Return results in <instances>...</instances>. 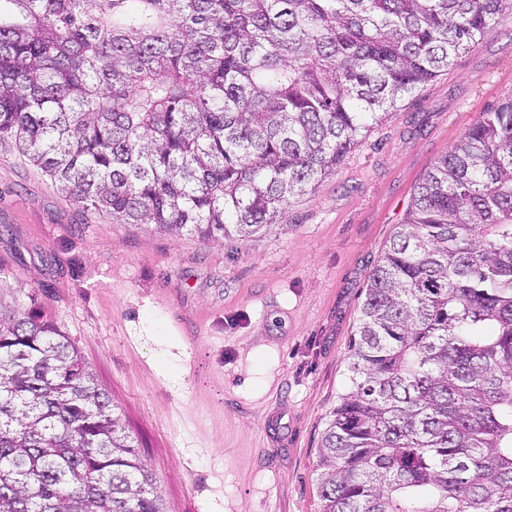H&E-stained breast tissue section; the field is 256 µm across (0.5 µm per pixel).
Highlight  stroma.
<instances>
[{
    "label": "stroma",
    "mask_w": 512,
    "mask_h": 512,
    "mask_svg": "<svg viewBox=\"0 0 512 512\" xmlns=\"http://www.w3.org/2000/svg\"><path fill=\"white\" fill-rule=\"evenodd\" d=\"M512 98V15L406 95L260 237L121 224L0 144V303L66 333L163 512H319L323 432L349 388L368 274L416 187Z\"/></svg>",
    "instance_id": "1"
}]
</instances>
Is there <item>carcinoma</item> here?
Wrapping results in <instances>:
<instances>
[{
  "instance_id": "1",
  "label": "carcinoma",
  "mask_w": 512,
  "mask_h": 512,
  "mask_svg": "<svg viewBox=\"0 0 512 512\" xmlns=\"http://www.w3.org/2000/svg\"><path fill=\"white\" fill-rule=\"evenodd\" d=\"M512 0H0V141L123 224L245 240ZM320 512H512V99L368 275ZM0 512H162L56 323L0 304Z\"/></svg>"
}]
</instances>
